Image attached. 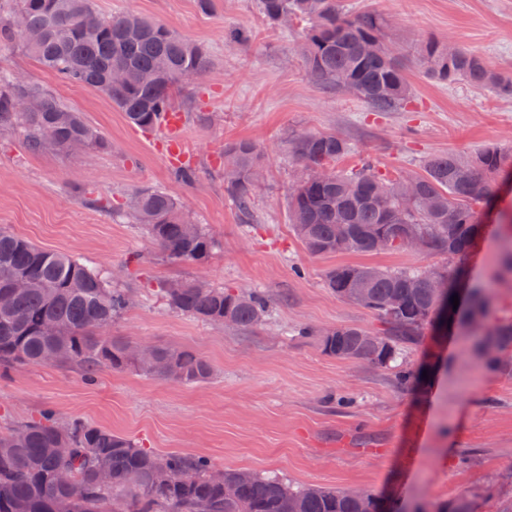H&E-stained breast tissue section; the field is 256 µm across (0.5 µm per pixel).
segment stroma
Wrapping results in <instances>:
<instances>
[{"mask_svg":"<svg viewBox=\"0 0 512 512\" xmlns=\"http://www.w3.org/2000/svg\"><path fill=\"white\" fill-rule=\"evenodd\" d=\"M110 16L134 11L203 45L212 63L179 86L184 161L197 177L185 186L166 160L170 132L142 131L98 91L64 83L33 57L0 45V70L52 90L101 130L105 152L34 151L20 132H0V228L50 251L119 272L132 305L114 336L187 347L206 358L214 377L183 385L132 370L103 369L86 381L74 365H25L0 376V427L50 409L65 420L130 438L158 454L181 452L215 467L274 474L293 486L368 489L397 504L434 508L466 500L474 512L512 503V376L493 371L460 334L425 335L408 350L415 371H429L415 390H401L390 370L324 354L317 331L354 326L377 332L372 311L324 286L344 264L416 269L432 259L405 250L371 255H309L288 221V194L298 169L286 140L295 130L335 134L351 145L336 167L373 159L388 176L418 174L437 153L461 157L488 147L512 149V97L463 83L427 79L414 57L433 38L480 53L512 75V0H343L374 10L394 25L389 39L406 63L411 101L399 112H373L351 95L309 82L296 52L299 24L270 25L257 0H96ZM246 28L247 48L224 34ZM248 140L265 153L266 172L249 215L224 191V148ZM166 190L215 240L207 263L160 259L132 224L124 202L135 188ZM512 215V170L479 217V234L461 262L463 283L486 280ZM203 280L270 301L264 324L239 329L170 312L159 282ZM301 327L310 336H298Z\"/></svg>","mask_w":512,"mask_h":512,"instance_id":"35a3bbf8","label":"stroma"}]
</instances>
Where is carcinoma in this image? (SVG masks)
Returning <instances> with one entry per match:
<instances>
[{
    "instance_id": "obj_1",
    "label": "carcinoma",
    "mask_w": 512,
    "mask_h": 512,
    "mask_svg": "<svg viewBox=\"0 0 512 512\" xmlns=\"http://www.w3.org/2000/svg\"><path fill=\"white\" fill-rule=\"evenodd\" d=\"M258 9L272 24L305 25L297 51L320 89L351 94L374 112H398L409 103L411 88L389 41L388 16L349 13L340 8V0H258ZM2 42L17 46L63 82L103 93L130 125L144 131L164 124L182 80L210 67L203 45L136 13L105 16L96 0H15L13 8L0 9ZM416 54L435 80L512 96V77H504L473 50L422 39ZM116 69L124 73L119 83L111 82ZM22 99L33 100L36 107L19 111ZM18 126L33 150L109 149L105 135L81 113L50 91L1 71L0 131ZM287 146L300 168L288 198L290 223L305 250L317 257L377 253L372 238L383 229L388 230L386 250L401 251V234L408 228L424 237L425 254L460 260L472 246L478 210L494 195L496 176L512 162V151L497 147L467 159L434 154L424 161L423 174L388 179L369 162L336 169L334 163L351 146L334 134L302 131L291 135ZM224 166L238 173V180L225 183L227 194L240 212H249L258 187L254 178L264 174V155L253 143L237 141L225 146ZM410 179L417 183L413 203L400 193L401 183ZM126 211L166 260L204 262L214 250L206 226L191 220L160 188L132 191ZM344 232L349 240L342 247L337 238ZM440 271L448 280L446 291L427 286L425 267H335L327 272L325 286L344 300L363 273H372L364 307L380 318L385 332L373 344L363 340L368 331L353 326L327 333L303 328L298 335L319 337L327 355L394 368L405 388L415 386L416 375L400 367V355L432 325L445 329L455 323L464 336L512 348V305L494 300L496 283L512 278V240L490 280L468 289L464 305L455 310V271L447 266ZM9 275L27 279L29 287L8 288ZM114 278L66 252L44 250L0 230V296H8V304L0 305V367L76 364L89 379L112 368L185 385L209 380L213 366L192 349L159 347L157 359L147 362L130 342L110 335L132 301L129 289L112 286ZM157 295L173 312L240 329L261 325L269 312L268 300L256 291H228L200 281H166ZM46 320L56 323V335H44ZM52 448L67 452L55 455ZM159 464L169 471V481L156 479ZM101 470L110 475L106 483L97 479ZM212 471L203 457L155 454L110 430L48 414L0 432V512H56L61 501L70 512H197L202 507L208 512H288L290 499L299 500L300 512H401L369 490L355 497L333 488L293 487L242 470L224 471L238 485L237 497L227 499L224 483L214 481Z\"/></svg>"
}]
</instances>
